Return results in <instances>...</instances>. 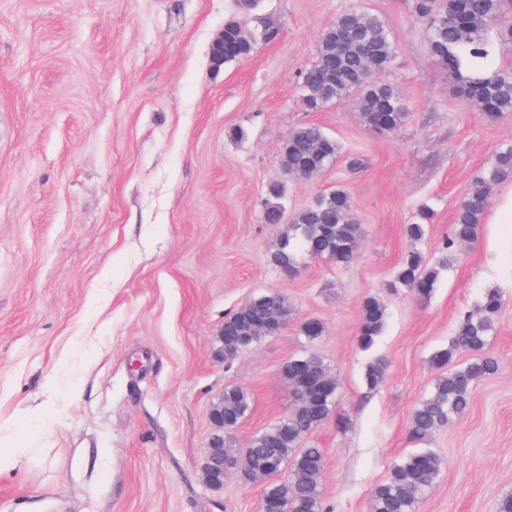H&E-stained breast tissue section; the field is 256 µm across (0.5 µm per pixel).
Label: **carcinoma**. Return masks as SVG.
Masks as SVG:
<instances>
[{
	"instance_id": "carcinoma-1",
	"label": "carcinoma",
	"mask_w": 512,
	"mask_h": 512,
	"mask_svg": "<svg viewBox=\"0 0 512 512\" xmlns=\"http://www.w3.org/2000/svg\"><path fill=\"white\" fill-rule=\"evenodd\" d=\"M505 0H412V12L428 30L430 56L448 72L454 93L492 122L512 113V66L494 65L497 47L512 42V19L504 9ZM255 40L245 25L230 21L224 29V60L215 49L209 59L213 69L238 62L252 55ZM395 38L385 21L376 14L351 10L344 12L323 31L313 64L301 71L300 90L306 108L317 112L349 96L356 97L362 121L369 129L388 134L397 131L411 117L409 102L392 84L380 80L394 60ZM338 142L316 124L296 128L281 147L282 170L288 176L310 178L331 166L339 154ZM512 179V144L501 146L492 165L477 179L476 192L458 207L445 248L474 242L478 236L488 196L495 186ZM432 219L428 209L419 211L417 221L405 227L413 240L423 238ZM361 225L354 216L349 192L338 187L317 195L300 209L284 233L269 261L287 272L295 268L292 241L300 242L314 259L338 267L352 264L358 257ZM438 270L425 264L422 255L409 251L395 274V283L408 289L417 300L430 298ZM251 299L224 319V359L232 360L244 349L270 335L274 322L289 315L288 299L279 291ZM502 297L495 289L484 292L478 312L464 316L455 330V339L432 356V363L446 369L435 381L431 393L413 409L409 432L414 440H425L437 430L465 416L471 407L476 383L495 375L496 358L486 353L489 336L495 329ZM387 308L375 294L365 296L357 341L367 350L381 335ZM300 332L308 341L324 333L316 318L301 322ZM466 350L473 360L463 369H451L456 351ZM311 378L317 387L298 382L292 386L294 407L246 448L224 449V476L250 475L273 453L283 466H289L288 506L291 512H328L322 498L324 450L310 442L303 444L328 420L335 404L338 382L323 359L306 352L288 360V378L296 371ZM386 364L373 361L365 379L375 387L383 379ZM213 406L224 408V423L238 426L251 411L248 391L227 386ZM440 470V459L429 449L411 453L395 463L388 476L373 490L369 512H416L423 494Z\"/></svg>"
}]
</instances>
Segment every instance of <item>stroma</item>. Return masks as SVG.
<instances>
[{
    "mask_svg": "<svg viewBox=\"0 0 512 512\" xmlns=\"http://www.w3.org/2000/svg\"><path fill=\"white\" fill-rule=\"evenodd\" d=\"M411 0H0V425L27 452L0 476V512H258L262 486L202 479L226 386L252 410L237 445L283 417L292 356L315 349L338 381L315 433L325 451L330 512H368L392 464L427 447L441 459L417 512H494L512 493V223L492 218L512 181L489 198L475 243L444 255L455 212L497 148L512 114L495 122L452 92L427 51ZM381 16L397 41L387 81L412 116L380 135L353 102L306 109L300 71L336 15ZM258 35L254 53L221 70L212 40L230 18ZM279 31L262 40L266 27ZM315 123L335 138L334 165L286 177L280 148ZM293 215L344 187L363 229L353 264L301 254L285 274L269 261L286 227L263 218L271 182ZM434 218L406 238L421 207ZM442 264L428 300L391 287L409 249ZM503 299L486 348L500 362L472 407L424 443L410 415L439 374L463 313L486 289ZM277 290L288 324L236 359L216 355L226 317ZM376 291L388 317L358 347L361 302ZM325 332L307 341L301 322ZM387 363L376 387L372 360Z\"/></svg>",
    "mask_w": 512,
    "mask_h": 512,
    "instance_id": "obj_1",
    "label": "stroma"
}]
</instances>
